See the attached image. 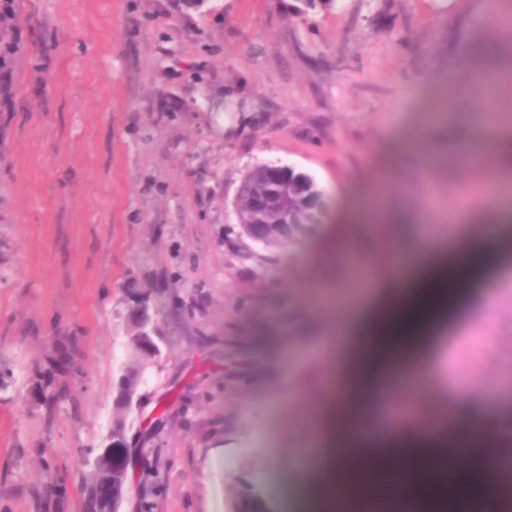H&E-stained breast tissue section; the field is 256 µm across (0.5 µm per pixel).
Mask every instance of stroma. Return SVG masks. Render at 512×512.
<instances>
[{
	"label": "stroma",
	"instance_id": "35a3bbf8",
	"mask_svg": "<svg viewBox=\"0 0 512 512\" xmlns=\"http://www.w3.org/2000/svg\"><path fill=\"white\" fill-rule=\"evenodd\" d=\"M497 0H338L292 18L295 0H10L0 9V512H84L91 459L124 424L131 492L120 512H231L249 483L273 512H304L326 448L306 422L318 338L367 266L328 254L336 213L373 195L417 232L486 207L472 188L512 171V138L472 167L448 155L478 101L436 119L476 63L512 60L486 19ZM474 67H459L462 53ZM426 140L438 161L411 145ZM282 161L329 193L325 224L292 250L241 233L232 201L253 166ZM448 294L387 352L429 361L449 391L512 385V253ZM145 290L158 357L133 345ZM496 298L490 343L472 349L466 293ZM406 296L367 289L341 344L384 336ZM467 374L449 378V362ZM141 378L140 408L116 402ZM402 392L385 428L428 419Z\"/></svg>",
	"mask_w": 512,
	"mask_h": 512
}]
</instances>
